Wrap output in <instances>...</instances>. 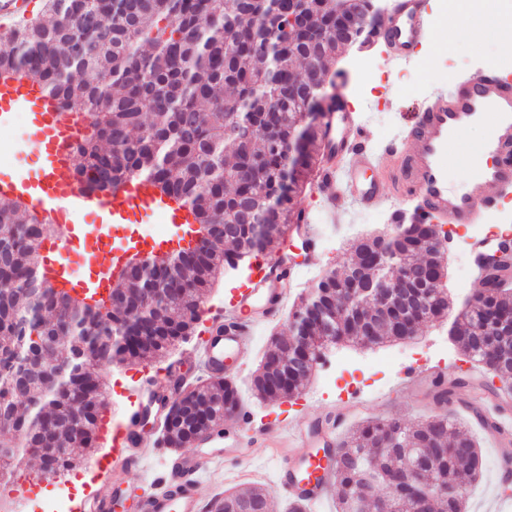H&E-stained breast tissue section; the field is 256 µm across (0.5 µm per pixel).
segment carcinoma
Returning <instances> with one entry per match:
<instances>
[{
	"instance_id": "carcinoma-1",
	"label": "carcinoma",
	"mask_w": 512,
	"mask_h": 512,
	"mask_svg": "<svg viewBox=\"0 0 512 512\" xmlns=\"http://www.w3.org/2000/svg\"><path fill=\"white\" fill-rule=\"evenodd\" d=\"M370 0H46L44 14L0 32V78L41 86L62 110L87 112L74 169L88 189L110 192L148 177L187 204L194 241L172 252L131 256L106 298L72 295L43 276L41 247L56 235L23 204L0 200V481L39 458L49 480L72 469L76 453L98 447L100 369L159 359L194 335L199 308L214 281L244 258L284 240L292 201L315 169L322 127L301 125L317 103L304 80L325 81L327 62L375 22ZM303 26L288 24V12ZM327 33L316 41L305 30ZM299 143L291 172L288 143ZM440 224H406L387 241L358 239L343 269L330 270L293 313L297 335L275 336L250 381L269 401L301 396L321 352L355 340L372 344L415 336L420 325L448 318V294L429 282L444 276L436 239ZM399 259L413 277L397 296L340 299L353 283ZM508 257L486 268L485 288L448 329L461 355L502 381L512 379V288L501 285ZM124 344L90 353L86 331L64 330L60 314ZM66 336L45 357L49 338ZM148 340L142 341L140 337ZM167 413L157 443L175 451L224 424L241 408L236 382L210 377ZM433 469L414 471L419 457ZM370 466L420 485L467 487L483 461L467 431L446 413L417 424L399 417L362 422L340 443L333 467L338 512L352 503L379 509L367 482ZM465 500L433 499L429 512H465ZM386 512H418L411 494L392 493ZM255 486L215 499L208 512H271Z\"/></svg>"
}]
</instances>
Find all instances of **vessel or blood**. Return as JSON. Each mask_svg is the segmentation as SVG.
<instances>
[{
    "label": "vessel or blood",
    "instance_id": "vessel-or-blood-1",
    "mask_svg": "<svg viewBox=\"0 0 512 512\" xmlns=\"http://www.w3.org/2000/svg\"><path fill=\"white\" fill-rule=\"evenodd\" d=\"M30 0H0V27L13 28L27 20ZM433 36L428 0H391V6L374 31L384 46L382 64L394 75L416 66L421 51ZM323 118L326 131L325 161L315 178L319 195L333 217L348 216L356 209L385 210L390 223L444 224L449 230L483 223L485 211L500 205L512 191V76L491 77L476 70L461 74L447 86L432 88L423 102L399 115L392 144L377 151L370 144V109L350 103L343 94ZM25 119V137L13 151L26 147L36 152L34 168L0 166V199L18 200L59 233L45 242V267L60 288L84 293L85 277L79 276L71 256H82L88 245L107 252L111 265L98 268L93 285L97 294L112 287L111 270L128 254L163 252L175 248L176 239L161 232L130 231L122 245H113L112 227L124 223L127 211L137 209L176 226L189 237L193 227L187 206L161 195L142 177L128 180L111 194L93 193L79 179L64 177L73 150L88 126L83 112H64L56 100L25 80L0 79V129L8 128L16 115ZM483 126L486 137L475 148L480 164L453 186L448 182V148L470 128ZM302 237L309 254H317L320 239L309 213H302L290 227ZM179 236V237H180ZM512 241V229L494 228L475 241L474 265L499 255L503 243ZM295 274L284 255L256 258L248 276L220 304L202 305L203 334L191 361L196 372L208 376L239 374L244 357L254 349V333L262 323L281 317L288 302L289 280ZM438 368L426 364L408 366L397 375L405 389L437 384ZM189 382L180 362L169 363L157 387L148 390L128 381L117 395L123 407L150 405L156 420H164L166 390L183 389ZM508 398L493 393L473 397L470 408L478 424L494 438L496 446L512 442V416ZM346 416L328 414L317 419L301 413L286 422L254 418L246 410L226 419L223 426L200 432L196 452L156 457L150 433L114 418L99 425L102 442L109 450L86 459L85 475L94 491L70 499L67 512H112L115 501L128 492L123 478L147 472L153 485L139 501L141 512H205L202 488L213 476L225 473L224 463L235 458L242 469L229 473L231 480H254L244 463L256 456V440L272 441L275 459L271 485L279 495L308 504L327 499L333 471L328 451L339 446ZM296 455H288L287 447ZM317 470L318 479L305 480L304 470Z\"/></svg>",
    "mask_w": 512,
    "mask_h": 512
}]
</instances>
